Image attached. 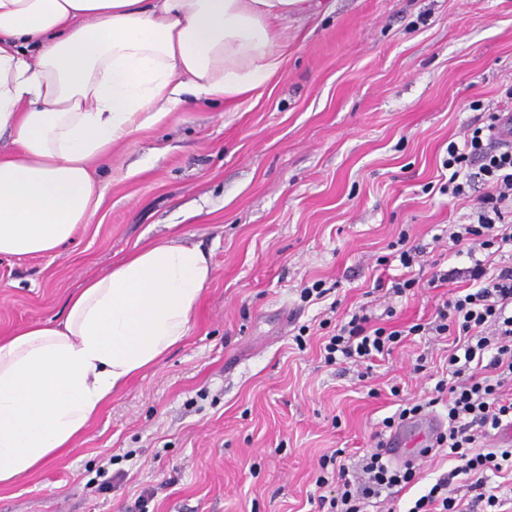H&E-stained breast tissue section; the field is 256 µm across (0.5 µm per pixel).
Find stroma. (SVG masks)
Here are the masks:
<instances>
[{
  "label": "stroma",
  "instance_id": "obj_1",
  "mask_svg": "<svg viewBox=\"0 0 512 512\" xmlns=\"http://www.w3.org/2000/svg\"><path fill=\"white\" fill-rule=\"evenodd\" d=\"M322 2L283 30L264 88L116 146L71 243L0 256V336L61 320L84 281L162 238L201 247L214 269L184 341L71 448L0 489V512H136L147 489L145 512H318L320 457L340 449L355 467L398 398L445 371L444 338L406 337L363 380L320 346L362 304L398 329L427 322L448 295L428 285L434 266L468 267L439 237L470 213L440 194L442 162L468 125L512 107V0ZM403 232L425 254L418 288L394 301L378 283L399 273L389 245ZM318 280L326 297L303 301Z\"/></svg>",
  "mask_w": 512,
  "mask_h": 512
}]
</instances>
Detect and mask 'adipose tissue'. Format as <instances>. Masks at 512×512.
Returning <instances> with one entry per match:
<instances>
[{
    "mask_svg": "<svg viewBox=\"0 0 512 512\" xmlns=\"http://www.w3.org/2000/svg\"><path fill=\"white\" fill-rule=\"evenodd\" d=\"M312 0H0V256L58 250L103 197L113 147L169 113L226 103L281 68L279 22ZM213 277L178 239L70 296L63 320L0 338V488L68 448L132 376L187 336Z\"/></svg>",
    "mask_w": 512,
    "mask_h": 512,
    "instance_id": "1",
    "label": "adipose tissue"
}]
</instances>
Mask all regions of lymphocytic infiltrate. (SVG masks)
<instances>
[{
    "instance_id": "f902f5d3",
    "label": "lymphocytic infiltrate",
    "mask_w": 512,
    "mask_h": 512,
    "mask_svg": "<svg viewBox=\"0 0 512 512\" xmlns=\"http://www.w3.org/2000/svg\"><path fill=\"white\" fill-rule=\"evenodd\" d=\"M503 111L489 113L486 123L469 126L462 142H449L443 166L448 180L439 188L449 199L468 196L474 184L479 196L467 223L448 227V241L465 249L470 265L467 288L438 304L433 320L408 331L372 324L366 306L349 312L328 338L326 363L369 367L391 354L403 334L451 338L448 372L429 396L405 400L382 421L393 429L406 420L443 410L445 427L436 438L453 466L427 486L407 512H501L512 505V491L499 483L512 472V447L491 445L490 439L512 422V262L502 261L512 247V131ZM341 451L318 463L317 487L324 493L321 512H364L366 502H392L397 490L415 482L417 467L396 465L379 449L364 455L349 471ZM465 478V488L454 485Z\"/></svg>"
}]
</instances>
